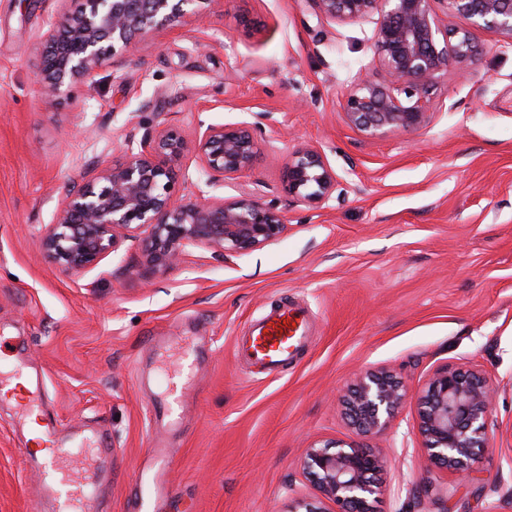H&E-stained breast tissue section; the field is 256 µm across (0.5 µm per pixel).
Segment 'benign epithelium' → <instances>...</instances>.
I'll use <instances>...</instances> for the list:
<instances>
[{
  "mask_svg": "<svg viewBox=\"0 0 512 512\" xmlns=\"http://www.w3.org/2000/svg\"><path fill=\"white\" fill-rule=\"evenodd\" d=\"M57 13L46 36L36 83L53 97L73 81L94 82L98 68L117 51H131L187 11L197 14L208 0H78ZM321 19L353 22L377 15L373 34L377 76L360 77L341 104L346 122L367 137L416 131L431 119L438 82L451 67L476 54V33L493 31L512 39V0H443L458 20L440 24L433 0H309ZM261 143L246 123L209 125L192 142L162 129L127 148L118 164L100 168L79 189L65 190L53 222L41 230L45 259L67 275L82 274L141 230L139 275L148 277L178 265L191 248L204 247L229 259L264 248L288 235L278 203L239 187L231 197L203 190L177 192L191 155L209 187L234 183L250 171ZM336 172L318 148L297 147L283 165L282 192L311 205L336 191ZM494 388L475 368L444 365L417 396V428L428 466L460 477L487 448V422ZM404 385L382 369L361 372L345 395L352 427L378 436L406 403ZM313 497H295L286 512H374L383 492L379 480L387 458L376 446L313 443L301 462Z\"/></svg>",
  "mask_w": 512,
  "mask_h": 512,
  "instance_id": "1",
  "label": "benign epithelium"
}]
</instances>
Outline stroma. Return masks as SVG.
<instances>
[{"label":"stroma","instance_id":"35a3bbf8","mask_svg":"<svg viewBox=\"0 0 512 512\" xmlns=\"http://www.w3.org/2000/svg\"><path fill=\"white\" fill-rule=\"evenodd\" d=\"M59 0H0V374L41 386V418L87 436L106 512H133L156 448L170 463L153 512H284L311 495L299 460L314 442H355L343 396L386 369L409 398L382 439L376 512H512V40L478 33L450 68L427 127L367 137L341 102L374 73L375 16L326 22L307 0H211L204 17L116 54L94 84L44 98L35 83ZM257 125L262 153L241 185L276 200L283 239L222 260L191 249L143 280L137 240L66 275L40 231L67 185L119 163L164 126L194 139L210 124ZM319 148L338 185L313 207L281 191L285 156ZM302 305L309 339L283 368L239 354L271 310ZM189 361L178 423L154 421ZM442 364L476 367L496 396L488 449L464 479L416 469L414 398ZM25 417L0 400V512L44 496Z\"/></svg>","mask_w":512,"mask_h":512}]
</instances>
